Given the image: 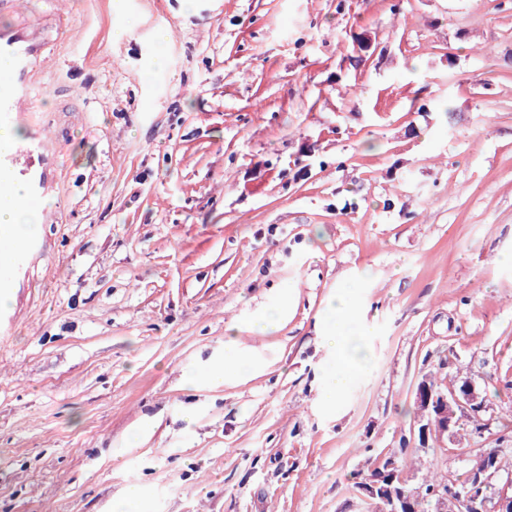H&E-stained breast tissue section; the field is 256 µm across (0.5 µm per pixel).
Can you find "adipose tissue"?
<instances>
[{
  "instance_id": "adipose-tissue-1",
  "label": "adipose tissue",
  "mask_w": 512,
  "mask_h": 512,
  "mask_svg": "<svg viewBox=\"0 0 512 512\" xmlns=\"http://www.w3.org/2000/svg\"><path fill=\"white\" fill-rule=\"evenodd\" d=\"M43 205H30L22 191H14L11 199H0V269H8L12 249H19L37 232ZM357 311L353 298H345L339 306L330 308L326 333L334 351V361L324 375V402L335 407L343 402L355 380L369 362L364 346L365 326L356 322Z\"/></svg>"
}]
</instances>
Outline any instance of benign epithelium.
I'll return each instance as SVG.
<instances>
[{
  "label": "benign epithelium",
  "instance_id": "1",
  "mask_svg": "<svg viewBox=\"0 0 512 512\" xmlns=\"http://www.w3.org/2000/svg\"><path fill=\"white\" fill-rule=\"evenodd\" d=\"M416 402L429 410L427 423L421 425L422 440L428 436L436 435L440 438L447 437L452 442L461 440V433L456 430V409L470 408L483 410L485 402L480 400L472 382H466L461 388L452 389L444 394L421 386L416 394ZM501 452L495 448L484 450L485 464L478 470H472L468 474L470 490L467 494L460 493L443 494L436 501V512H490L488 499L483 496V489L493 481H502L504 486L499 493L496 512H512V473H503ZM389 487L387 493L378 497L370 492H363L362 497L377 512H410L408 501L401 492L393 489L391 484L394 478L387 479Z\"/></svg>",
  "mask_w": 512,
  "mask_h": 512
}]
</instances>
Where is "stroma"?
<instances>
[{
	"label": "stroma",
	"instance_id": "1",
	"mask_svg": "<svg viewBox=\"0 0 512 512\" xmlns=\"http://www.w3.org/2000/svg\"><path fill=\"white\" fill-rule=\"evenodd\" d=\"M20 7L70 30L27 119L57 220L0 271V512H368L429 373L487 408L412 481L512 448V0ZM346 292L372 362L330 410ZM231 347L253 371L187 387Z\"/></svg>",
	"mask_w": 512,
	"mask_h": 512
}]
</instances>
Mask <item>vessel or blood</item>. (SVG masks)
Instances as JSON below:
<instances>
[{
	"mask_svg": "<svg viewBox=\"0 0 512 512\" xmlns=\"http://www.w3.org/2000/svg\"><path fill=\"white\" fill-rule=\"evenodd\" d=\"M49 18L0 26V58L9 66L0 75V119H23L35 106V88L46 57L43 31L52 26ZM46 143L33 135L0 150V196H9L15 183H22L29 202L50 195L46 175Z\"/></svg>",
	"mask_w": 512,
	"mask_h": 512,
	"instance_id": "b4317fda",
	"label": "vessel or blood"
}]
</instances>
